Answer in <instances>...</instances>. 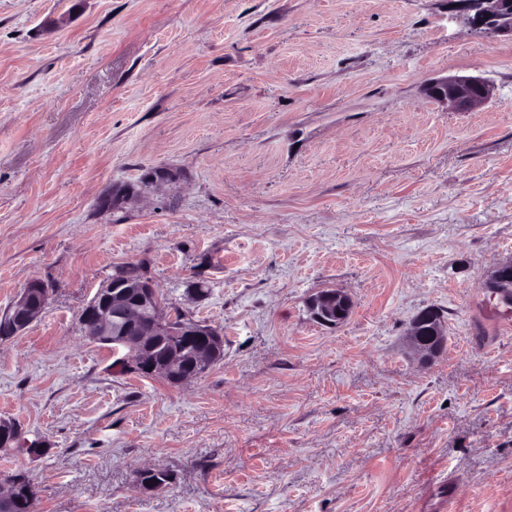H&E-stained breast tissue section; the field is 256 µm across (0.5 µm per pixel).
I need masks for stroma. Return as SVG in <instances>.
<instances>
[{
  "instance_id": "35a3bbf8",
  "label": "stroma",
  "mask_w": 512,
  "mask_h": 512,
  "mask_svg": "<svg viewBox=\"0 0 512 512\" xmlns=\"http://www.w3.org/2000/svg\"><path fill=\"white\" fill-rule=\"evenodd\" d=\"M454 73L494 98L426 95ZM159 166L172 186L103 207ZM511 258L512 40L458 0H0V316L53 286L0 340V420L48 444L0 450L33 512H512V328L486 341L482 288ZM128 262L222 334L202 377L83 337ZM332 288L353 308L325 327ZM494 89V84L481 76L450 74L431 81L425 92L451 110L472 112L494 97ZM51 292L46 282L30 281L10 307L5 320L0 322V335L14 336L27 329L49 303ZM352 300L340 289H328L311 296L307 309L317 323L334 327L344 321L352 310ZM437 315L432 309L419 313L408 331L409 346L424 361L439 355L447 343L445 327Z\"/></svg>"
}]
</instances>
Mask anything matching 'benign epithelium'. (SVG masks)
<instances>
[{"label":"benign epithelium","mask_w":512,"mask_h":512,"mask_svg":"<svg viewBox=\"0 0 512 512\" xmlns=\"http://www.w3.org/2000/svg\"><path fill=\"white\" fill-rule=\"evenodd\" d=\"M473 12L471 23L498 34L512 37V0H463ZM425 92L449 109L471 112L494 97V84L476 75L450 74L431 81ZM176 174L165 167L141 178L144 188L169 186ZM512 259L499 263L482 288L497 300V306L512 309ZM52 288L46 282L30 281L0 322V335L14 336L27 329L42 313L50 300ZM311 318L334 327L344 321L352 310V300L341 289H328L307 301ZM80 326L88 339L112 346V353L144 377H160L180 385L204 374L219 349L223 336L214 328L195 321L186 314L181 317L165 311L162 296L155 283L147 277L130 286L124 282L121 268H116L81 309ZM176 336L193 347V355L179 350H162L159 341ZM408 343L420 359L429 361L439 355L447 343L445 327L435 312L427 309L412 321ZM19 439L14 424L0 421V447L8 448Z\"/></svg>","instance_id":"1"}]
</instances>
